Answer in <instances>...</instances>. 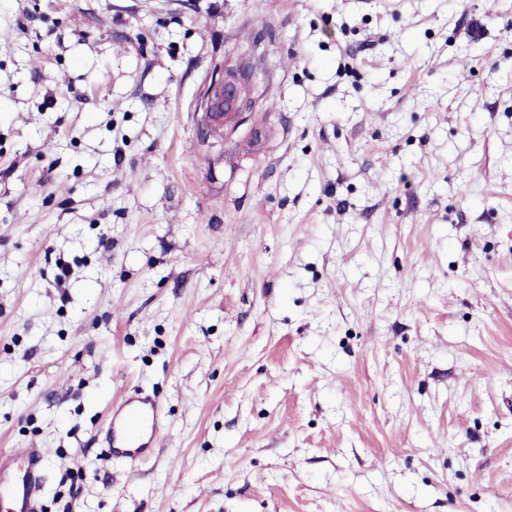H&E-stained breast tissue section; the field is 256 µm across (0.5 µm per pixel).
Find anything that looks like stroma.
Listing matches in <instances>:
<instances>
[{
	"label": "stroma",
	"mask_w": 512,
	"mask_h": 512,
	"mask_svg": "<svg viewBox=\"0 0 512 512\" xmlns=\"http://www.w3.org/2000/svg\"><path fill=\"white\" fill-rule=\"evenodd\" d=\"M22 448L38 512H512V0H0ZM256 105L255 84L251 73L244 67L224 66V70L211 78L199 105L198 136L211 147L215 131L224 132V140L233 137L248 121ZM160 405L140 393L125 396L113 408L105 433L109 454L139 460L151 455L160 435Z\"/></svg>",
	"instance_id": "obj_1"
}]
</instances>
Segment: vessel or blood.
I'll return each instance as SVG.
<instances>
[{
    "instance_id": "obj_1",
    "label": "vessel or blood",
    "mask_w": 512,
    "mask_h": 512,
    "mask_svg": "<svg viewBox=\"0 0 512 512\" xmlns=\"http://www.w3.org/2000/svg\"><path fill=\"white\" fill-rule=\"evenodd\" d=\"M160 405L153 398L136 393L125 396L114 407L105 433L110 454L138 460L154 451L160 435ZM38 448L18 454L0 453V498L8 499L13 512H36Z\"/></svg>"
}]
</instances>
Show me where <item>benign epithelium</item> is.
I'll return each mask as SVG.
<instances>
[{
    "label": "benign epithelium",
    "instance_id": "obj_1",
    "mask_svg": "<svg viewBox=\"0 0 512 512\" xmlns=\"http://www.w3.org/2000/svg\"><path fill=\"white\" fill-rule=\"evenodd\" d=\"M255 105L251 73L244 67H224L219 75L210 79L198 105L200 141L213 147L214 132L223 131L226 139L236 135Z\"/></svg>",
    "mask_w": 512,
    "mask_h": 512
}]
</instances>
